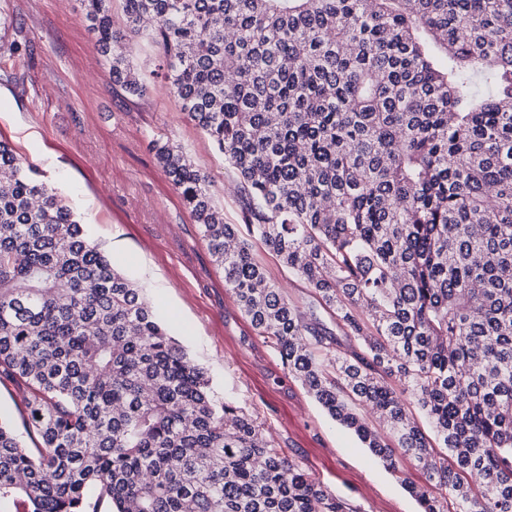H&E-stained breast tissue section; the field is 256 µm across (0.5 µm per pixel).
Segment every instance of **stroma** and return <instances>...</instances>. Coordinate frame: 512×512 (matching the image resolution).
Listing matches in <instances>:
<instances>
[{"mask_svg":"<svg viewBox=\"0 0 512 512\" xmlns=\"http://www.w3.org/2000/svg\"><path fill=\"white\" fill-rule=\"evenodd\" d=\"M0 139L38 169L83 221L88 237L142 289L157 317L203 367L215 396L257 412L266 434L333 494L362 512H421L358 438L330 418L256 336L224 286L198 228L158 166L153 140L180 145L205 172L224 221L241 211L236 176L165 89L159 51L128 37L147 86L115 85L78 0H0Z\"/></svg>","mask_w":512,"mask_h":512,"instance_id":"1","label":"stroma"}]
</instances>
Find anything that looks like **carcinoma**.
<instances>
[{"label":"carcinoma","mask_w":512,"mask_h":512,"mask_svg":"<svg viewBox=\"0 0 512 512\" xmlns=\"http://www.w3.org/2000/svg\"><path fill=\"white\" fill-rule=\"evenodd\" d=\"M80 4L132 96L146 85L125 40L147 32L166 89L234 171L242 223L226 224L207 176L154 142L288 373L422 512H512V0H122L124 31L112 0ZM5 382L39 446L0 419V512H360L216 398L0 140ZM264 263L271 280L277 288L287 292L292 298L304 306L308 302V290L305 285L287 268L283 267L275 257L266 253L261 247L255 248Z\"/></svg>","instance_id":"carcinoma-1"}]
</instances>
